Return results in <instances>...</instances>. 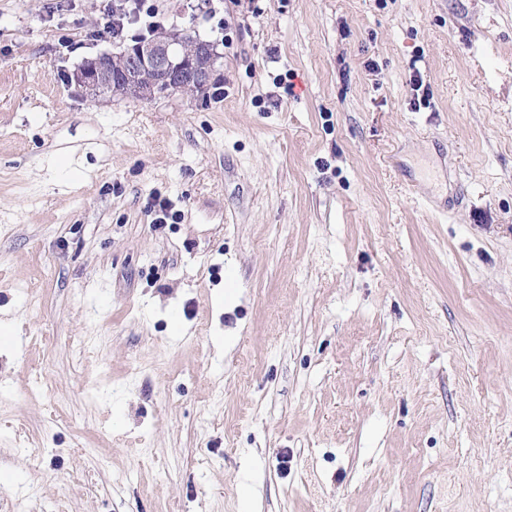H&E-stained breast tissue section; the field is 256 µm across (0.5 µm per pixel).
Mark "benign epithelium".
Here are the masks:
<instances>
[{
  "instance_id": "1",
  "label": "benign epithelium",
  "mask_w": 512,
  "mask_h": 512,
  "mask_svg": "<svg viewBox=\"0 0 512 512\" xmlns=\"http://www.w3.org/2000/svg\"><path fill=\"white\" fill-rule=\"evenodd\" d=\"M123 55L128 63L118 74V81L129 96L138 99H151L162 89L185 91L194 96L209 87L216 73V53L209 45L171 34L128 46ZM111 56V52L104 51L85 59L72 74L71 81L92 95L100 94L112 84L113 73L102 65V60ZM188 72L194 75L191 86L184 83Z\"/></svg>"
}]
</instances>
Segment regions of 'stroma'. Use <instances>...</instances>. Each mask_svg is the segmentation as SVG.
I'll list each match as a JSON object with an SVG mask.
<instances>
[{"mask_svg": "<svg viewBox=\"0 0 512 512\" xmlns=\"http://www.w3.org/2000/svg\"><path fill=\"white\" fill-rule=\"evenodd\" d=\"M48 2L0 0V512H512V0H153L222 59L149 100Z\"/></svg>", "mask_w": 512, "mask_h": 512, "instance_id": "obj_1", "label": "stroma"}]
</instances>
